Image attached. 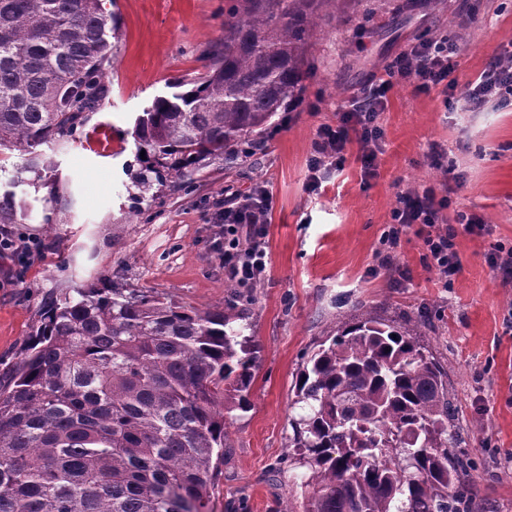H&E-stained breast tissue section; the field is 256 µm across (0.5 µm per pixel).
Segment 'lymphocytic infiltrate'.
<instances>
[{"label": "lymphocytic infiltrate", "mask_w": 512, "mask_h": 512, "mask_svg": "<svg viewBox=\"0 0 512 512\" xmlns=\"http://www.w3.org/2000/svg\"><path fill=\"white\" fill-rule=\"evenodd\" d=\"M456 45L427 42L398 56L384 75L372 77L361 94L344 100L338 108L337 125L318 127L309 159V191L320 188L326 172L342 170L348 144L362 146L360 161L365 175H374L381 150L382 112L394 85L411 87L413 93L426 94L444 85L451 86L455 70ZM464 97L480 103L493 97L502 105L512 104V41L503 45L480 75L469 82ZM448 201L437 198L433 188L402 193L393 212V222L380 238V264L392 270L391 250L408 230L423 240L430 264L451 285L459 271L454 240L458 232L488 235L492 227L483 217L456 212L451 224H443L442 212ZM271 209V194L266 186L255 185L235 206L217 207L213 220L224 227V276L241 288L254 287L264 276L269 262L265 226Z\"/></svg>", "instance_id": "obj_1"}]
</instances>
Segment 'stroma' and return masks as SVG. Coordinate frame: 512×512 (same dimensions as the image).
<instances>
[{"instance_id":"35a3bbf8","label":"stroma","mask_w":512,"mask_h":512,"mask_svg":"<svg viewBox=\"0 0 512 512\" xmlns=\"http://www.w3.org/2000/svg\"><path fill=\"white\" fill-rule=\"evenodd\" d=\"M226 3L114 0L109 92L79 138L43 147L56 167L35 186L26 153L0 152V189L14 190L18 229L42 247L28 264L0 255V379L19 361L43 303L79 284L141 289L200 310L223 305L230 291L214 205H235L263 183L272 194L269 264L239 322L259 345L252 407L232 413L210 512L241 504L246 512H299L302 467L276 468L300 412L296 377L320 341L364 313L420 323L422 343L448 372L458 452L471 462L470 512H512V283L503 284L488 262L495 245L512 247V108L491 100L473 111L459 91L512 41V0H431L430 9L395 24L385 14L323 18L308 51L303 105L277 113L274 133L257 136L252 155L210 161L186 189L168 181L138 187L145 165L135 120L169 83L205 72L206 50L224 36ZM460 34L457 90L417 96L398 85L389 92L375 176L364 177L354 142L343 170L307 192L315 132L336 123L338 104L419 42ZM435 144L455 172L436 165ZM427 186L448 198L450 211L478 214L493 228L459 232L460 269L448 288L411 231L394 249L405 278L379 268V240L398 195Z\"/></svg>"}]
</instances>
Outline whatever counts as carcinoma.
Listing matches in <instances>:
<instances>
[{
	"instance_id": "cac0c4a2",
	"label": "carcinoma",
	"mask_w": 512,
	"mask_h": 512,
	"mask_svg": "<svg viewBox=\"0 0 512 512\" xmlns=\"http://www.w3.org/2000/svg\"><path fill=\"white\" fill-rule=\"evenodd\" d=\"M205 76L176 83L135 123L166 176L251 153L302 97L321 18L359 0H230ZM104 0H0V148L74 141L105 93ZM4 193L0 224H16ZM53 299L0 384V512H205L224 462L226 415L251 408L258 346L233 328L232 293L201 311L125 288ZM417 324L362 314L327 337L294 385L293 454L304 512H469L448 372Z\"/></svg>"
}]
</instances>
